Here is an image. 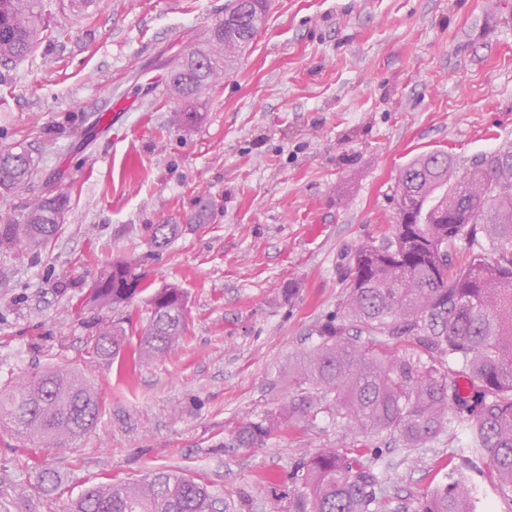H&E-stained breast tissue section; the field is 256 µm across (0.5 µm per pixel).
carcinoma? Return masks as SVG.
I'll use <instances>...</instances> for the list:
<instances>
[{
    "label": "carcinoma",
    "mask_w": 512,
    "mask_h": 512,
    "mask_svg": "<svg viewBox=\"0 0 512 512\" xmlns=\"http://www.w3.org/2000/svg\"><path fill=\"white\" fill-rule=\"evenodd\" d=\"M225 26L178 59L169 81L183 101L177 122L195 125L205 103L199 93L231 70L259 34L266 13L247 0H229ZM44 0H0V65L8 68L47 38ZM37 161L19 145L0 151V191L29 184ZM392 234L357 249L349 268L350 292L339 317L319 330L316 346L291 373L298 394L277 420L248 421L234 444H262L274 422L297 414L330 413L386 444L422 448L440 433H461L467 455L421 502L418 512H477L468 470L472 458L487 465L496 497L512 506V147L473 157L456 173L451 156L424 154L404 167L395 192ZM68 197L29 204L19 220L0 225V242L28 250L59 228ZM176 225L152 228L155 247L168 245ZM468 245L462 262L457 242ZM151 287L135 264L115 260L88 286L83 306L109 311ZM150 317L133 358L164 356L184 333L186 301L175 286L156 290ZM367 336L361 342L358 337ZM414 340L417 355H388L379 337ZM125 332L102 318L92 353L114 358ZM101 404L73 372L39 370L0 389V424L37 448L75 442L95 425ZM288 512H381L375 458L368 449L325 448L302 459L290 474ZM67 512H224V497L179 472L159 470L128 484L83 491Z\"/></svg>",
    "instance_id": "1"
}]
</instances>
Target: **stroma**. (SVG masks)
<instances>
[{"instance_id": "1", "label": "stroma", "mask_w": 512, "mask_h": 512, "mask_svg": "<svg viewBox=\"0 0 512 512\" xmlns=\"http://www.w3.org/2000/svg\"><path fill=\"white\" fill-rule=\"evenodd\" d=\"M44 2L50 38L0 67V150L39 159L30 185L0 193V225L47 188L69 203L40 250L0 246V387L64 368L102 410L65 447L28 448L0 428V512H65L89 487L163 469L223 493L226 512H285L304 455L376 438L327 413L257 448L233 433L291 398L289 374L348 292L350 256L396 222L402 167L445 151L461 170L512 143V0H271L188 129L170 70L226 0H98L87 20ZM111 99L124 105L101 121ZM206 200L205 223H189ZM155 224L181 231L158 250ZM115 259L185 295V334L162 358L87 354L84 285ZM463 448L442 435L384 450V512H416ZM38 470L58 475L56 492L35 487Z\"/></svg>"}]
</instances>
